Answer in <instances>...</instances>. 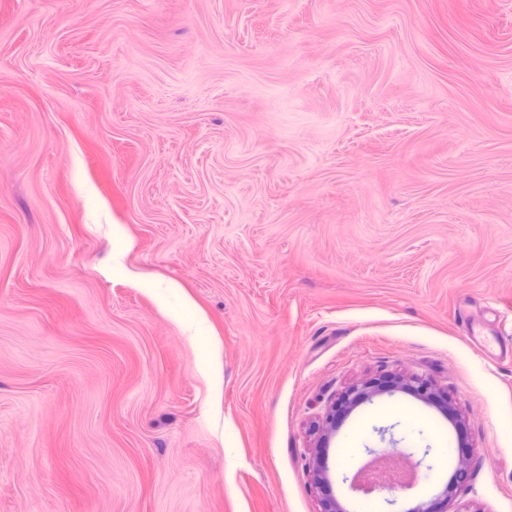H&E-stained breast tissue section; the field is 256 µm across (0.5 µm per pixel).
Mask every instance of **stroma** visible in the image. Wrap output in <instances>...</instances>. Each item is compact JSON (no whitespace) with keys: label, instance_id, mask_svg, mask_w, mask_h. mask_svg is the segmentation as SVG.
I'll list each match as a JSON object with an SVG mask.
<instances>
[{"label":"stroma","instance_id":"35a3bbf8","mask_svg":"<svg viewBox=\"0 0 512 512\" xmlns=\"http://www.w3.org/2000/svg\"><path fill=\"white\" fill-rule=\"evenodd\" d=\"M512 0H0V512H512ZM468 478L443 497L456 465ZM396 381L371 385V382L363 384L361 386L351 387L345 392V394L339 399L343 400L345 404V410L347 412L352 411L358 404L372 400L374 397L382 394H392L397 389L402 388L405 390L415 389L419 392V397L423 400H433L430 394H434L431 391L429 383L419 378L403 379L395 376ZM318 430L321 434L312 460L313 476L320 488L323 486L331 488L332 477L321 455V448H328V440L336 432V403L326 411L321 424H318ZM367 453L373 456V459L358 469L350 479L349 487L352 491L370 495L379 490L406 491L413 487L408 478L387 476L389 469L380 468L374 464L379 460H391L400 457L412 458L414 453H407L395 446L392 448H371L368 449Z\"/></svg>","mask_w":512,"mask_h":512}]
</instances>
